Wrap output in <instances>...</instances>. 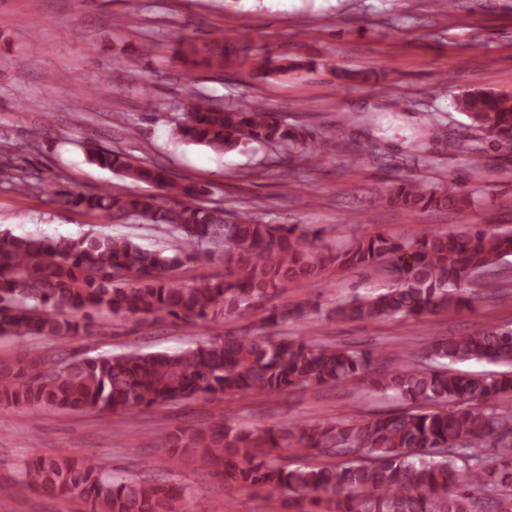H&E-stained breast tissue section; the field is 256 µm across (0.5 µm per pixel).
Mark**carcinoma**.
Instances as JSON below:
<instances>
[{"mask_svg":"<svg viewBox=\"0 0 512 512\" xmlns=\"http://www.w3.org/2000/svg\"><path fill=\"white\" fill-rule=\"evenodd\" d=\"M243 48L220 35L203 48L184 34L174 39L185 64L223 66ZM267 74L296 72L311 62L269 56L254 61ZM365 71L336 73L341 87L369 80ZM474 137L512 145V93L463 89L452 99ZM178 138L215 152L276 145L309 161L342 146L336 135L288 119L255 100L213 103L188 92L175 120ZM463 161L482 169L478 150L461 142ZM89 161L161 194L103 190L60 201L101 220L138 217L162 227L169 247L149 250L132 238L81 236L52 239L0 232V336H80L95 317L147 322L174 318L185 324L236 321L264 313L284 323L307 316L281 301L288 289L321 286L330 272H380L388 285L356 292L323 312L338 322L394 317L421 321L470 305L469 286L512 257V228L466 224L459 231L395 236L383 229L340 246L322 242V230L265 224L250 209L231 215L203 204L205 187L177 182L155 161L112 149L88 150ZM479 187L462 190L403 180L378 185L371 196L407 211L464 212ZM224 248V277L198 285L171 272L208 262ZM485 361L498 371L469 373L452 365ZM361 381L411 408L354 421L317 420L284 429L159 428L157 447L189 464L200 463L224 485L265 492L268 512L294 495L297 512H512V326L482 324L461 336H437L417 354L394 363L373 350H353L314 338L226 332L174 352L128 353L74 359L62 366L22 360L0 371V406H51L80 412L126 413L198 396L222 400L243 393L276 394ZM287 448L305 459L277 462ZM22 491L77 498L82 512H189L184 491L105 471L92 457L36 456L20 466Z\"/></svg>","mask_w":512,"mask_h":512,"instance_id":"cac0c4a2","label":"carcinoma"}]
</instances>
